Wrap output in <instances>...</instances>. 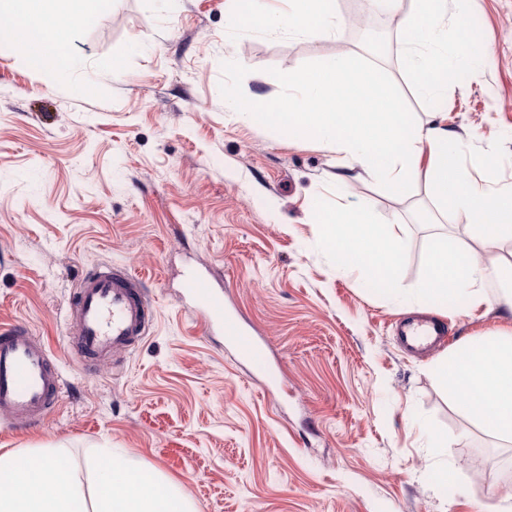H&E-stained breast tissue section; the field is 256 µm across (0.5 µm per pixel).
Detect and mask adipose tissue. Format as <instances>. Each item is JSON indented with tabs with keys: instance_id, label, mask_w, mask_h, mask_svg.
I'll return each mask as SVG.
<instances>
[{
	"instance_id": "1",
	"label": "adipose tissue",
	"mask_w": 512,
	"mask_h": 512,
	"mask_svg": "<svg viewBox=\"0 0 512 512\" xmlns=\"http://www.w3.org/2000/svg\"><path fill=\"white\" fill-rule=\"evenodd\" d=\"M15 30L39 58L57 64L71 59L72 34L89 0H1ZM411 2L401 31L408 73L424 96L439 100L475 59L477 44L449 42L442 29L446 0H370L392 11ZM329 0H251L248 12L232 16L235 27L265 26L317 37L340 32L342 21ZM287 96L248 111L257 124H272L312 138L335 151L338 166L358 165L393 193L423 181L441 207H459L478 218L469 230L495 249L512 242V190L487 193L461 166L440 113L416 122L401 112L373 67L349 54L324 59L315 76L291 80ZM313 223L336 252L344 270L369 274L372 281L417 301L448 305L466 297L470 307L489 305L484 283L512 268L503 257L488 266L472 253L440 246L426 254L417 287L398 288L397 270L404 229L375 223L365 208L337 204L313 207ZM456 409L486 434L512 443V330L470 337L442 354L432 366ZM0 512H192L180 488L146 471L112 449L92 453L89 475L71 470L67 451L0 455Z\"/></svg>"
}]
</instances>
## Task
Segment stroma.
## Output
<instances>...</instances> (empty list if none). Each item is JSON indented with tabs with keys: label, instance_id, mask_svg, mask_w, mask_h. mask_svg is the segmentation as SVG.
I'll return each instance as SVG.
<instances>
[{
	"label": "stroma",
	"instance_id": "stroma-1",
	"mask_svg": "<svg viewBox=\"0 0 512 512\" xmlns=\"http://www.w3.org/2000/svg\"><path fill=\"white\" fill-rule=\"evenodd\" d=\"M239 0H101L66 67L33 66L0 13V324L23 323L49 348L62 404L36 429L0 416V455L65 448L86 472L109 448L178 484L194 512H475L512 484V446L459 414L397 325L426 305L404 303L365 274L337 268L312 224L338 196L375 222L405 226L401 287H416L426 253L454 242L483 255L462 209L431 188L392 193L361 168L336 182V154L242 119L288 95V80L346 50L383 75L412 120L446 112L474 179L512 187V0H447L443 27L476 23L483 63L431 102L406 71V13L382 19L380 44L343 27L307 37L237 29ZM121 265L142 280L154 320L129 351L78 368L68 308L89 267ZM206 276L271 361L261 374L204 334L181 294ZM440 321L445 347L512 327L499 306ZM448 438L443 452L428 431ZM448 466V490L430 476Z\"/></svg>",
	"mask_w": 512,
	"mask_h": 512
}]
</instances>
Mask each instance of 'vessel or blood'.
Listing matches in <instances>:
<instances>
[{
	"label": "vessel or blood",
	"mask_w": 512,
	"mask_h": 512,
	"mask_svg": "<svg viewBox=\"0 0 512 512\" xmlns=\"http://www.w3.org/2000/svg\"><path fill=\"white\" fill-rule=\"evenodd\" d=\"M190 306L201 314L206 330H220L254 367L266 369L262 347L253 342L224 304V294L202 275L188 274L182 284ZM153 308L138 275L127 268H96L80 281L70 307V346L84 366L137 344L146 335ZM408 346L429 350L441 342L442 328L431 320L410 324ZM62 376L44 342L16 323L0 326V413L18 429L41 426L60 400Z\"/></svg>",
	"instance_id": "vessel-or-blood-1"
}]
</instances>
